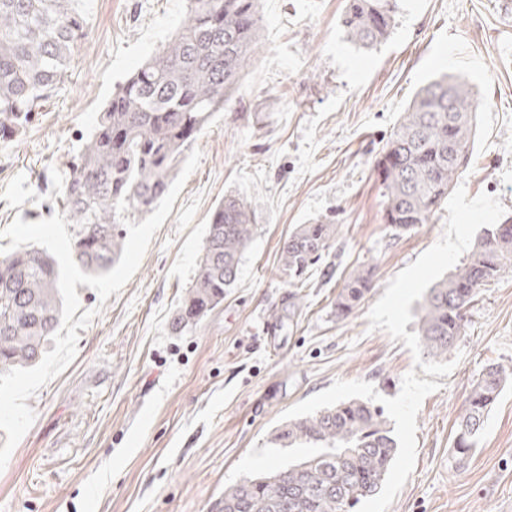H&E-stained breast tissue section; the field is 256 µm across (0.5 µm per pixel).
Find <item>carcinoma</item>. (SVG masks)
I'll use <instances>...</instances> for the list:
<instances>
[{
	"instance_id": "obj_1",
	"label": "carcinoma",
	"mask_w": 512,
	"mask_h": 512,
	"mask_svg": "<svg viewBox=\"0 0 512 512\" xmlns=\"http://www.w3.org/2000/svg\"><path fill=\"white\" fill-rule=\"evenodd\" d=\"M259 0H188L186 21L112 95L60 190L76 226L72 255L83 272L107 273L123 251L122 219L151 212L188 147L230 103L258 46ZM89 0H0V140L21 133L54 96L73 53L88 37ZM397 0H346L339 26L370 50L392 33ZM475 100L471 86L446 74L428 82L403 112L377 159L384 221L406 232L427 224L470 161ZM129 208L119 215L115 205ZM255 210L224 197L209 217L203 256L173 325L198 323L224 301L253 236ZM336 225L299 224L284 241L281 267L291 288L329 253ZM512 270V219L486 229L467 262L429 288L420 341L431 360L448 358L465 332L478 291ZM59 268L44 251L0 256V373L36 364L59 325ZM371 272H351L336 302L346 316L368 294ZM512 368L488 365L457 421L454 452L465 463ZM271 443L313 444L286 469L246 477L224 490L215 512H353L381 489L398 444L382 408L349 401L282 424Z\"/></svg>"
}]
</instances>
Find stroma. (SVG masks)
I'll list each match as a JSON object with an SVG mask.
<instances>
[{
    "instance_id": "obj_1",
    "label": "stroma",
    "mask_w": 512,
    "mask_h": 512,
    "mask_svg": "<svg viewBox=\"0 0 512 512\" xmlns=\"http://www.w3.org/2000/svg\"><path fill=\"white\" fill-rule=\"evenodd\" d=\"M377 49L349 43L344 0H260L258 50L231 103L198 135L199 167L124 288L79 330L74 361L27 404L35 420L0 470V512H212L226 488L307 456L274 448L280 415L335 380H364L395 397L414 359L403 340L369 330L388 282L442 236L447 210L407 232L383 220L374 170L400 115L434 76L478 93L477 136L460 176L512 217V13L500 0H398ZM187 0H91V35L59 90L11 142H0V229L60 212L59 191L99 113L183 23ZM248 198L255 229L236 283L192 327L172 320L202 256L209 215L224 196ZM336 224L333 267L299 289L294 316L280 248L299 224ZM372 289L345 318L336 297L354 269ZM416 418V464L388 512H512V387L476 451L458 464L456 422L491 363L512 366V272L466 310Z\"/></svg>"
}]
</instances>
